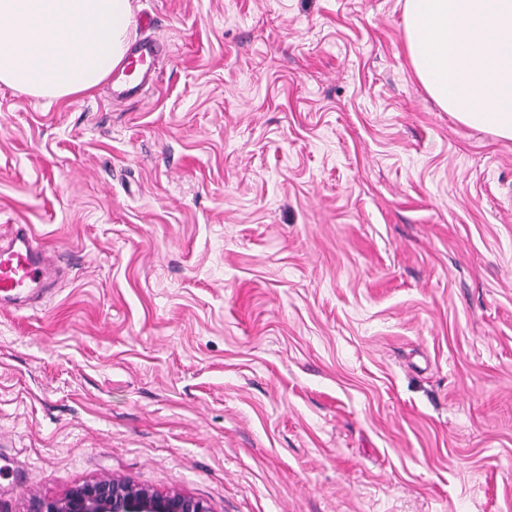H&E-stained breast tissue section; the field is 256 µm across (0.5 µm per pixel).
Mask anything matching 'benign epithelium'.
Returning a JSON list of instances; mask_svg holds the SVG:
<instances>
[{"mask_svg":"<svg viewBox=\"0 0 512 512\" xmlns=\"http://www.w3.org/2000/svg\"><path fill=\"white\" fill-rule=\"evenodd\" d=\"M30 512H211L202 500L180 491L158 492L103 476L69 489L60 498H36Z\"/></svg>","mask_w":512,"mask_h":512,"instance_id":"benign-epithelium-1","label":"benign epithelium"}]
</instances>
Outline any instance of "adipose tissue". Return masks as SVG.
Listing matches in <instances>:
<instances>
[{
	"label": "adipose tissue",
	"instance_id": "adipose-tissue-1",
	"mask_svg": "<svg viewBox=\"0 0 512 512\" xmlns=\"http://www.w3.org/2000/svg\"><path fill=\"white\" fill-rule=\"evenodd\" d=\"M131 0H0V85L50 101L95 91L120 66Z\"/></svg>",
	"mask_w": 512,
	"mask_h": 512
}]
</instances>
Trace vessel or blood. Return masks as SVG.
I'll use <instances>...</instances> for the list:
<instances>
[{
    "instance_id": "obj_1",
    "label": "vessel or blood",
    "mask_w": 512,
    "mask_h": 512,
    "mask_svg": "<svg viewBox=\"0 0 512 512\" xmlns=\"http://www.w3.org/2000/svg\"><path fill=\"white\" fill-rule=\"evenodd\" d=\"M157 50L156 41L139 42L123 63L125 74H150ZM59 273L56 253L39 246L25 226L0 237V309L27 305L50 290Z\"/></svg>"
}]
</instances>
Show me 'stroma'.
<instances>
[{"instance_id":"1","label":"stroma","mask_w":512,"mask_h":512,"mask_svg":"<svg viewBox=\"0 0 512 512\" xmlns=\"http://www.w3.org/2000/svg\"><path fill=\"white\" fill-rule=\"evenodd\" d=\"M404 0H132L152 84L0 86V512L113 476L211 512H512V140ZM60 266L56 252L39 246L33 234L17 225L0 235V309L21 308L50 290Z\"/></svg>"}]
</instances>
